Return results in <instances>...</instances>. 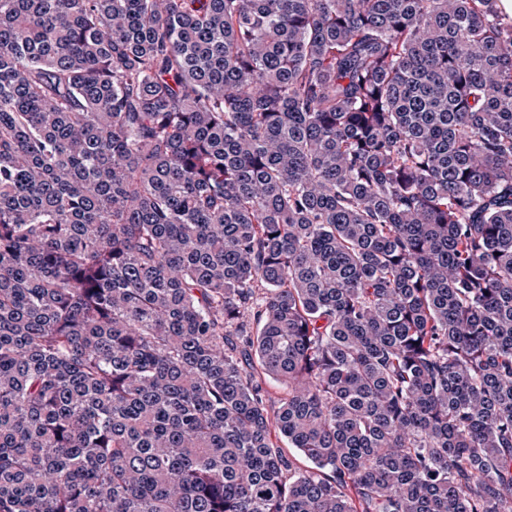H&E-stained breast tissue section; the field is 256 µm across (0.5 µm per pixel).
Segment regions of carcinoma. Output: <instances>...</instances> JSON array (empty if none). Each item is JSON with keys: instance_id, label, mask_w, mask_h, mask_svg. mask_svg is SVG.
Returning a JSON list of instances; mask_svg holds the SVG:
<instances>
[{"instance_id": "1", "label": "carcinoma", "mask_w": 512, "mask_h": 512, "mask_svg": "<svg viewBox=\"0 0 512 512\" xmlns=\"http://www.w3.org/2000/svg\"><path fill=\"white\" fill-rule=\"evenodd\" d=\"M495 2L0 0V512H512Z\"/></svg>"}]
</instances>
